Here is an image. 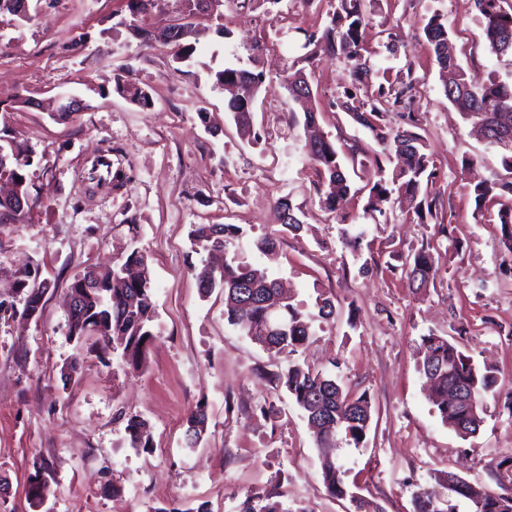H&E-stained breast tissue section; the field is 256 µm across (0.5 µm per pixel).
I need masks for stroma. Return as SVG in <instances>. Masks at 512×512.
<instances>
[{
    "label": "stroma",
    "instance_id": "obj_1",
    "mask_svg": "<svg viewBox=\"0 0 512 512\" xmlns=\"http://www.w3.org/2000/svg\"><path fill=\"white\" fill-rule=\"evenodd\" d=\"M287 34L276 33L264 8H224L228 36L209 33L185 74L171 67L172 49L143 46L126 27L125 0H28L26 18L0 14V128L33 151L26 169L30 221L0 226V302H14L19 271L48 284L38 319L0 311V512H231L246 494L278 490L286 512H349L327 495L324 456L343 463L345 481L380 512H412L414 493L435 487L434 473L453 471L487 491L512 482V252L501 242L497 213L512 196L476 205L472 186L505 177L501 150L475 136L448 102L447 80L422 26L445 14L458 62L470 80L512 79V57H496L479 40L473 0H369L365 45L378 68L411 64L419 132L436 166L433 191L441 222L418 221L407 202L365 212L362 186L379 180L375 166L351 175L353 188L336 212L320 208L316 172L304 153L309 131L291 102L284 76L301 53L303 32L323 26L331 0H284ZM81 50L70 45L78 35ZM394 38L398 57L383 50ZM260 71L254 98L258 143L242 139L216 82L224 68ZM145 88L149 108L118 95L115 77ZM319 129L340 152L371 150V133L333 108L350 87L349 67L321 55L311 76ZM66 93L84 108L53 116ZM33 99L30 107L20 106ZM111 151L128 182L91 190V159ZM288 197L304 221L299 234L280 232L278 198ZM195 224L242 227L215 262L266 269L314 316L315 336L299 360L336 373L373 400L363 446L316 447L302 411L274 380L283 362L224 317V293H203L194 269L202 256L189 240ZM279 231L277 256L254 241ZM362 235L358 253L344 234ZM432 247L439 273L415 292L402 272L407 256ZM138 252L152 278L156 336L136 372L101 360L102 339L82 342L66 331L68 288L89 268L101 270ZM336 315L317 319L318 294ZM456 343L492 367L499 393L484 398L479 432L463 438L442 423L418 370L422 336ZM81 356L65 382L61 369ZM206 404L202 442L186 447V419ZM146 424L148 449L133 447L128 417ZM55 476L53 493L34 510L27 489L37 467Z\"/></svg>",
    "mask_w": 512,
    "mask_h": 512
}]
</instances>
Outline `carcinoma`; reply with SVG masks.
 <instances>
[{
	"instance_id": "carcinoma-1",
	"label": "carcinoma",
	"mask_w": 512,
	"mask_h": 512,
	"mask_svg": "<svg viewBox=\"0 0 512 512\" xmlns=\"http://www.w3.org/2000/svg\"><path fill=\"white\" fill-rule=\"evenodd\" d=\"M159 0H128V9L139 24H130L134 37L143 43L151 41V34L143 26L145 17L152 13ZM227 0H182V14L190 18L204 11L207 18L224 19ZM508 0H474L481 16V33L490 53L500 57L512 55V11L504 8ZM369 15L364 0H336L333 11L323 27L304 34L301 49L304 53L288 67L285 87L290 99L301 106L305 125H317L320 112L301 98L298 88L310 77L304 68L296 64H314L320 53L329 52L342 57L350 69L351 88L332 102V106L346 113L352 121L369 130L380 150L367 156V151L352 149V156H364V160L375 163L380 172L383 161L390 156L397 158L390 180L381 179L369 189L367 210L375 212L378 205L393 192L402 193L414 202V213L419 219L428 216L438 219L439 197L430 195L425 185L434 178L436 167L423 137L414 131L419 119L413 111L414 78L412 65L397 71L394 78H384L376 84L373 77L380 73L371 57L364 55L363 29L368 25ZM168 41L174 46V71L185 73L181 66L194 53L189 44H182L177 26L170 27ZM423 34L432 47L435 60L442 70H453L456 80L451 87L444 88L448 102L461 113L472 128L488 143L502 151V165L512 174V80L493 79L481 85L467 78L458 63L456 47L448 29L447 17L440 13L430 16L423 25ZM264 81L261 72L227 67L216 73V82L229 90L238 84L256 88ZM226 110L231 112L234 124L240 132L259 141L261 134L253 131V99L232 96L227 100ZM0 150L14 156L13 177L20 178L22 192L29 193L25 168L31 165L29 149L8 135H0ZM306 153L318 171L314 190L320 205L331 212L336 211L338 201L350 190L349 179L339 159L335 144L320 136L306 146ZM512 195V180L503 182H480L473 187L475 201L480 203L494 190ZM278 220L288 232H299L304 222L294 211L291 202L280 198L275 203ZM29 211H17L7 198L0 197V224H25ZM502 240L512 251V206L498 212ZM240 228L234 224H195L191 237L204 252L222 250L228 239L237 236ZM404 270L411 289H421L434 282L437 266L429 248L414 252L405 262ZM101 290L83 306V326L69 333L74 339L95 333V327L103 326L106 335L112 337L120 363L138 371L146 361L148 349L156 340L151 331L155 315L153 288L148 270L141 276L129 279H112L107 274L99 275ZM199 288L205 293L219 288L224 291V315L227 322L259 344L270 357L286 361V368L275 374L278 383L289 392L295 404L303 411L308 428L319 448H332L338 438L356 446L366 438L372 419V399L363 391L359 394L346 387L327 368L316 369L299 362L295 355L312 339L314 331L311 320L285 296L278 282L266 272L248 265L225 264L219 268L207 262L197 270ZM424 356L419 361L420 372L433 376V405L442 423L454 426V431L466 438L480 429L482 417L472 412L465 413L443 403L441 393L448 385L473 387L476 402L484 394L494 391L497 377L491 368L479 369L455 344L443 336L429 334L422 338ZM208 414L206 404L195 407L187 420L186 443L198 444L206 432ZM343 466L327 461L322 466V482L329 496L351 502L357 493L351 491L344 480ZM455 499L467 503L468 512H512V486H503L501 491L485 494L474 499L469 494L468 482L456 481L448 489L446 499L439 501L426 489L414 493L413 512H458ZM234 512H282L280 503L273 494L248 495L234 507Z\"/></svg>"
}]
</instances>
